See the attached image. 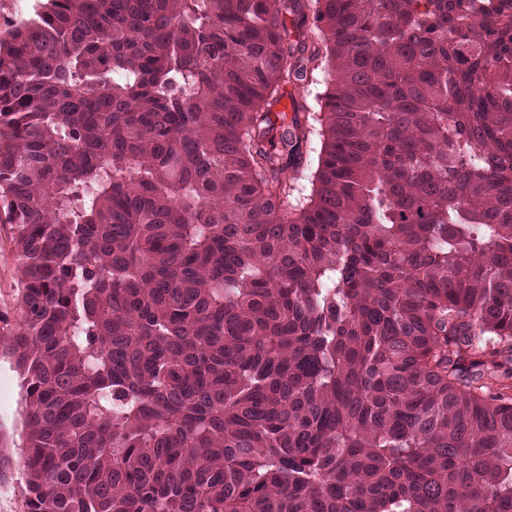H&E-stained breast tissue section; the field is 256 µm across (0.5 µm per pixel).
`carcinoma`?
<instances>
[{
  "mask_svg": "<svg viewBox=\"0 0 512 512\" xmlns=\"http://www.w3.org/2000/svg\"><path fill=\"white\" fill-rule=\"evenodd\" d=\"M0 214L30 512H512V0H47ZM13 236L12 225L0 221V317L6 321L0 322V331L4 334H8L6 325L16 328L21 320L16 305L23 279Z\"/></svg>",
  "mask_w": 512,
  "mask_h": 512,
  "instance_id": "obj_1",
  "label": "carcinoma"
}]
</instances>
